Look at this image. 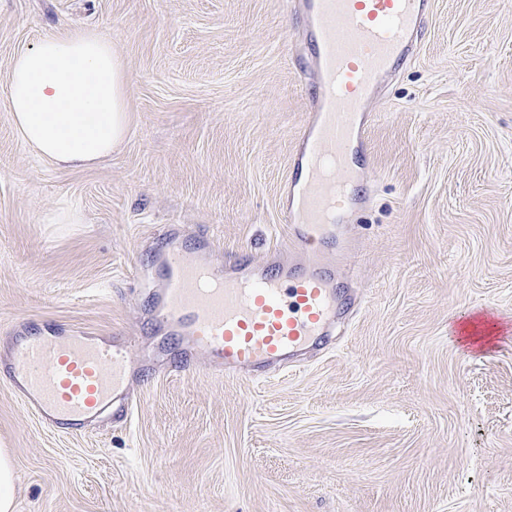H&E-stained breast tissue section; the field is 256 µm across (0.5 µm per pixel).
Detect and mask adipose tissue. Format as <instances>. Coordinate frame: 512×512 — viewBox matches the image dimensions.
<instances>
[{
    "mask_svg": "<svg viewBox=\"0 0 512 512\" xmlns=\"http://www.w3.org/2000/svg\"><path fill=\"white\" fill-rule=\"evenodd\" d=\"M127 73L111 36H48L14 57L0 91L23 142L47 163L87 168L126 134Z\"/></svg>",
    "mask_w": 512,
    "mask_h": 512,
    "instance_id": "1",
    "label": "adipose tissue"
}]
</instances>
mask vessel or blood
Instances as JSON below:
<instances>
[{
    "label": "vessel or blood",
    "instance_id": "b4317fda",
    "mask_svg": "<svg viewBox=\"0 0 512 512\" xmlns=\"http://www.w3.org/2000/svg\"><path fill=\"white\" fill-rule=\"evenodd\" d=\"M302 15L314 43V92L282 207L286 243L259 263L232 265L214 238L183 224L163 225L155 255L149 319L155 330L142 356L129 337L105 341L79 329L25 336L0 360L25 409L50 430L78 436L105 414L123 421L149 372L204 368L215 375L260 376L297 357L334 347L347 312L336 273L350 251L343 225L363 214L368 193L353 191L372 104L386 81L413 58L432 0H284Z\"/></svg>",
    "mask_w": 512,
    "mask_h": 512
}]
</instances>
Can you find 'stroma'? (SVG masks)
<instances>
[{
    "label": "stroma",
    "mask_w": 512,
    "mask_h": 512,
    "mask_svg": "<svg viewBox=\"0 0 512 512\" xmlns=\"http://www.w3.org/2000/svg\"><path fill=\"white\" fill-rule=\"evenodd\" d=\"M77 29L112 37L128 132L56 167L0 98V354L16 328L132 334L160 225L214 235L228 262L283 241L302 18L283 0H0V81ZM376 108L334 352L261 380L149 376L131 420L85 437L0 380L15 512H512V0H435ZM465 313L497 320L489 345L449 337Z\"/></svg>",
    "instance_id": "1"
}]
</instances>
